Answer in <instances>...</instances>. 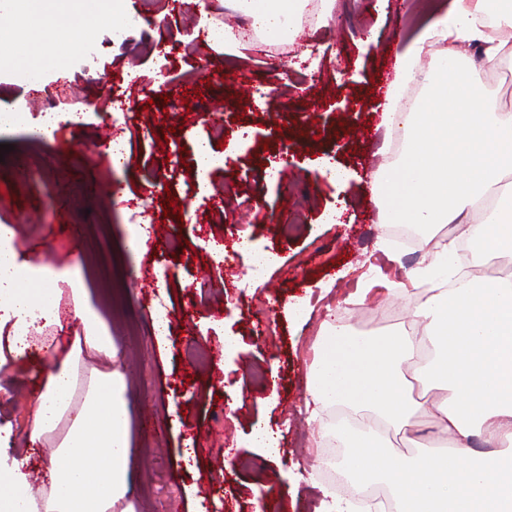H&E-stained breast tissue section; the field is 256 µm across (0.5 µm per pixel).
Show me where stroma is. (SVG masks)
<instances>
[{
  "label": "stroma",
  "instance_id": "obj_1",
  "mask_svg": "<svg viewBox=\"0 0 512 512\" xmlns=\"http://www.w3.org/2000/svg\"><path fill=\"white\" fill-rule=\"evenodd\" d=\"M451 0L428 9L397 0H332L327 19L298 25L287 54L272 43L240 42L231 52L210 46L204 35L181 45L192 10L225 23L235 0H126V22L150 14L154 27L138 31L126 47L112 43V24L61 39L62 68L29 85L0 71V104H30L31 122L42 120V102L64 87L60 111H83L84 122H59L51 140L34 144L24 134L7 136L12 149L0 159V225L16 227L21 256L38 253L58 266L83 270L90 299L111 327L123 353L130 389L132 495L139 512H318L334 483L311 466L316 425L306 421L305 375L310 345L328 319L380 336L408 327L410 254L426 248L398 240L372 202L377 174L397 165L403 151L383 121L382 98L396 78L395 60L407 42L443 15ZM214 73L202 76V65ZM471 77L487 108L512 113V67L474 66ZM191 99H184V91ZM123 108L115 129L105 113ZM224 114V135L253 131L251 142L211 172V190L184 203L181 215L163 211L168 196L182 197L194 179L183 162L198 139L209 137L201 116ZM318 128L321 139L309 129ZM132 149L128 167L112 168L110 137ZM182 146L166 159L158 138ZM349 174L338 187L321 174V161ZM166 180L168 192L157 183ZM343 206L341 223H327ZM151 227L141 256L140 281L112 278L133 223ZM179 226L183 252L171 250L166 227ZM275 253L277 262L254 270L245 257L216 267L210 242L234 248L238 238ZM334 281L299 322L282 303L308 298ZM365 303H357L360 289ZM402 288L405 298L391 297ZM174 314L167 345L154 336L129 342L121 320L148 324L156 305ZM235 337L236 352L224 351ZM202 347L208 365L185 352ZM11 398L0 397V455L23 459L29 480L41 479L42 448L21 426L29 414L32 385L26 371L13 372ZM267 422L279 431L281 454L270 460L251 440V428ZM196 450L185 461V445Z\"/></svg>",
  "mask_w": 512,
  "mask_h": 512
}]
</instances>
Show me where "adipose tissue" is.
Here are the masks:
<instances>
[{"label":"adipose tissue","mask_w":512,"mask_h":512,"mask_svg":"<svg viewBox=\"0 0 512 512\" xmlns=\"http://www.w3.org/2000/svg\"><path fill=\"white\" fill-rule=\"evenodd\" d=\"M19 22L0 27V70L44 74L62 63L53 50L61 34L116 18L123 0H16ZM502 0H452L445 14L397 57L396 79L383 108L388 123H402L405 159L386 172L374 201L390 224H450L453 238L435 243L429 261L410 271L428 284L409 305L412 331L371 336L326 323L313 343L305 381L304 412L319 438L342 443L341 466L354 488L375 482L389 488L394 512H512V277L472 278L457 288L458 241H479L487 255L512 260V185L501 169L512 165V114L482 112V93L461 64L459 45L473 47L481 66L494 70L508 43L489 37L488 17L512 27ZM304 0H241L240 6L269 42L290 38ZM445 43L427 73L418 61L426 45ZM425 94L409 118L401 100L413 83ZM0 327L9 326L0 369L35 367L28 438H58L43 457L44 482L33 493L21 462H0V512H137L129 493L131 448L125 378L114 363L119 350L90 301L79 268L55 269L19 260L14 228L0 225ZM72 307L84 333L62 345V304ZM102 365L88 364L89 356ZM436 387L426 403L414 386ZM342 407L351 419L323 421ZM448 439L447 451L424 446L420 427ZM415 453L395 452L390 434ZM494 445L488 455L469 451L471 437Z\"/></svg>","instance_id":"1"}]
</instances>
